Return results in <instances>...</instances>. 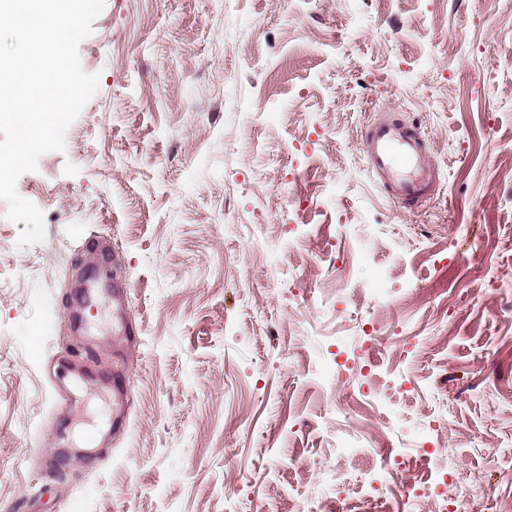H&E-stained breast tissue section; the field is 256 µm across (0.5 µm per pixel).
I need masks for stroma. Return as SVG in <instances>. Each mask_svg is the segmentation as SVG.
I'll return each mask as SVG.
<instances>
[{
	"instance_id": "stroma-1",
	"label": "stroma",
	"mask_w": 512,
	"mask_h": 512,
	"mask_svg": "<svg viewBox=\"0 0 512 512\" xmlns=\"http://www.w3.org/2000/svg\"><path fill=\"white\" fill-rule=\"evenodd\" d=\"M93 28L99 89L16 185L44 240L0 202V512H512V0ZM377 118L430 199L370 173ZM423 148L424 140L415 130L385 120L375 122L362 142L371 169L403 202L425 197L435 177V165Z\"/></svg>"
}]
</instances>
